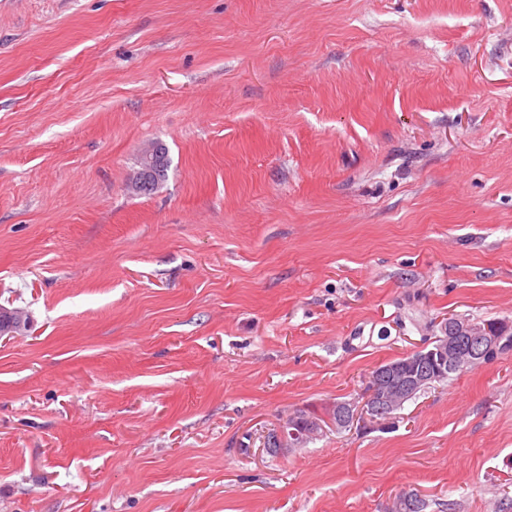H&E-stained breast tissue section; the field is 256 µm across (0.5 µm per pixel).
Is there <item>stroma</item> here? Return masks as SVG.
<instances>
[{"label": "stroma", "mask_w": 512, "mask_h": 512, "mask_svg": "<svg viewBox=\"0 0 512 512\" xmlns=\"http://www.w3.org/2000/svg\"><path fill=\"white\" fill-rule=\"evenodd\" d=\"M0 305V512H512V351L262 446L512 322V0H0ZM512 325L509 321H485L481 324L470 322L458 316H449L442 326V336L431 346H423L405 357L387 362L400 365H385L374 374V384L367 399L361 404L336 403L335 408L327 407L324 415L335 420L336 429L348 428L354 421L365 420L383 423L393 418L395 411L423 388L452 376L448 374L467 369L472 362L494 360L499 354L512 349ZM420 363H428L430 370L418 371ZM418 365V366H417ZM413 366L412 369H409ZM471 367V366H469ZM462 372V371H461ZM314 434L308 430L290 431L288 432L282 427L278 426L269 432L264 439V447L270 448V444L277 443L283 445L288 441L289 447H299L305 444Z\"/></svg>", "instance_id": "stroma-1"}]
</instances>
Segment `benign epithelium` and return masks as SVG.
Here are the masks:
<instances>
[{"instance_id":"obj_1","label":"benign epithelium","mask_w":512,"mask_h":512,"mask_svg":"<svg viewBox=\"0 0 512 512\" xmlns=\"http://www.w3.org/2000/svg\"><path fill=\"white\" fill-rule=\"evenodd\" d=\"M512 349V323L485 321L481 324L450 316L442 326V336L436 343L423 346L410 354L405 366L385 365L373 376L374 384L367 399L360 405L336 403V428H348L354 421L384 422L423 388L466 369L479 360L488 362ZM313 433L308 430L286 431L279 426L268 433L264 446L288 444L299 447Z\"/></svg>"}]
</instances>
